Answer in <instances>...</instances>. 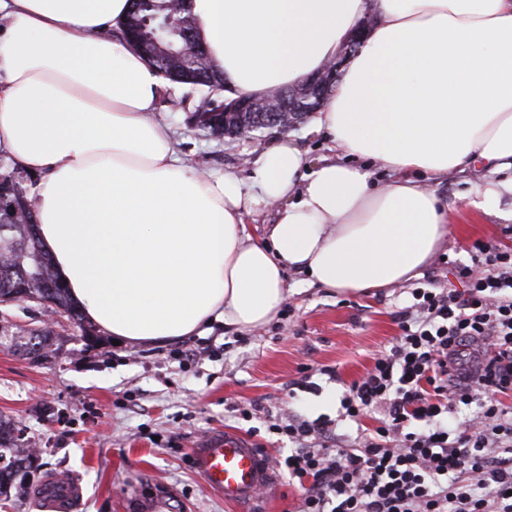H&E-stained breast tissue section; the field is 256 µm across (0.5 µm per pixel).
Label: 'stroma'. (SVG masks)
I'll list each match as a JSON object with an SVG mask.
<instances>
[{
  "mask_svg": "<svg viewBox=\"0 0 512 512\" xmlns=\"http://www.w3.org/2000/svg\"><path fill=\"white\" fill-rule=\"evenodd\" d=\"M200 99L193 88L165 84L156 116L169 125L177 152L212 172L246 178L259 151L255 144L206 137L191 124ZM470 172L443 179L436 189L452 207L447 246L421 278L367 294H337L309 285L286 270L288 299L274 322L236 341V331L213 324L206 336H188L160 347L83 337L77 323L48 316L43 304L0 303V414L21 427L40 453L43 477L78 479V512H133L137 496L168 494V512H245L207 491L193 467L191 450L214 433H245L229 403L258 402L273 414L305 419L326 416L347 445L358 446L376 427L374 418H346L340 399L375 357L400 333L397 314L417 287H448L451 262L469 263L477 240L512 247V197L499 214L464 208ZM51 321L54 353L36 359L22 352V325ZM193 348L194 362L179 363L173 348ZM310 367L317 391H290ZM334 376H327V369Z\"/></svg>",
  "mask_w": 512,
  "mask_h": 512,
  "instance_id": "stroma-1",
  "label": "stroma"
}]
</instances>
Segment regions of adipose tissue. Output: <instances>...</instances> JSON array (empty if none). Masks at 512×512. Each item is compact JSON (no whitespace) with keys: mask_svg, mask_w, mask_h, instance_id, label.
Instances as JSON below:
<instances>
[{"mask_svg":"<svg viewBox=\"0 0 512 512\" xmlns=\"http://www.w3.org/2000/svg\"><path fill=\"white\" fill-rule=\"evenodd\" d=\"M128 9L0 0V158L41 174L35 230L118 341L260 330L289 266L339 294L418 278L448 234L435 181L481 170L465 201L486 215L512 195V0H193L238 96L301 83L373 20L313 121L339 157L308 166L285 137L244 180L177 155L154 116L161 76L112 34ZM264 210L276 221L253 235L246 219Z\"/></svg>","mask_w":512,"mask_h":512,"instance_id":"obj_1","label":"adipose tissue"}]
</instances>
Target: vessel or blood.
<instances>
[{"label": "vessel or blood", "instance_id": "b4317fda", "mask_svg": "<svg viewBox=\"0 0 512 512\" xmlns=\"http://www.w3.org/2000/svg\"><path fill=\"white\" fill-rule=\"evenodd\" d=\"M192 459L205 488L226 501L250 503L257 490L275 488L270 464L261 449L239 436L227 433L210 437L194 449ZM81 496V485L72 482L50 485L41 499L46 512H72Z\"/></svg>", "mask_w": 512, "mask_h": 512}]
</instances>
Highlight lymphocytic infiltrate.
<instances>
[{
    "mask_svg": "<svg viewBox=\"0 0 512 512\" xmlns=\"http://www.w3.org/2000/svg\"><path fill=\"white\" fill-rule=\"evenodd\" d=\"M456 287L416 288L399 336L341 398L378 414L357 448L331 420L269 418L298 512H512V249L478 240Z\"/></svg>",
    "mask_w": 512,
    "mask_h": 512,
    "instance_id": "1",
    "label": "lymphocytic infiltrate"
}]
</instances>
